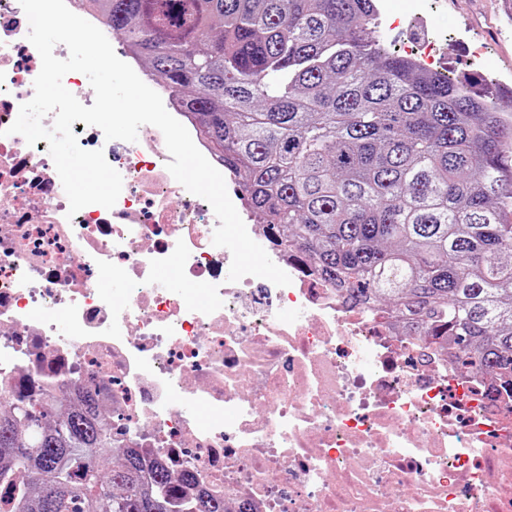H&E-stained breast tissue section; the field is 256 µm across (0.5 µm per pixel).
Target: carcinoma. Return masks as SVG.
<instances>
[{
	"label": "carcinoma",
	"mask_w": 512,
	"mask_h": 512,
	"mask_svg": "<svg viewBox=\"0 0 512 512\" xmlns=\"http://www.w3.org/2000/svg\"><path fill=\"white\" fill-rule=\"evenodd\" d=\"M180 97L257 223L352 304L394 309L512 393V110L483 76L431 75L369 42L374 0H93ZM53 394L0 412L5 512H224L175 504L134 448Z\"/></svg>",
	"instance_id": "carcinoma-1"
}]
</instances>
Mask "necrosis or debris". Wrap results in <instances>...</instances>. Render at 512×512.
Returning a JSON list of instances; mask_svg holds the SVG:
<instances>
[{"instance_id": "necrosis-or-debris-1", "label": "necrosis or debris", "mask_w": 512, "mask_h": 512, "mask_svg": "<svg viewBox=\"0 0 512 512\" xmlns=\"http://www.w3.org/2000/svg\"><path fill=\"white\" fill-rule=\"evenodd\" d=\"M28 32L0 0V408L92 395L113 447L226 512H512V399L349 306L264 225L247 231L290 285L229 281L218 220L167 170L157 127L134 143L78 130L123 188L70 213L47 141L7 132L41 70ZM173 262L178 288L158 278Z\"/></svg>"}]
</instances>
